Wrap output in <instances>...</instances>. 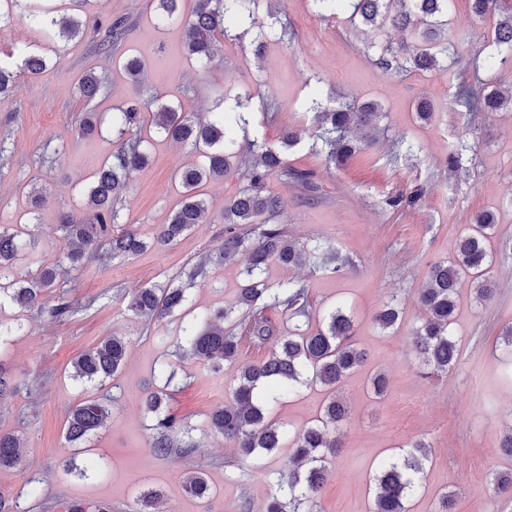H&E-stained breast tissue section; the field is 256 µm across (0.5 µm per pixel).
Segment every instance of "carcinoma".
<instances>
[{
  "mask_svg": "<svg viewBox=\"0 0 512 512\" xmlns=\"http://www.w3.org/2000/svg\"><path fill=\"white\" fill-rule=\"evenodd\" d=\"M7 9L0 10V29L20 22L35 25L43 33L46 46L21 55L19 70L30 76L46 67L47 53H58L60 44L90 31L97 37L100 54L112 56L123 38L125 26L120 21L81 18L77 13L60 15L49 0H3ZM157 18L164 22H181L185 26L184 50L198 69L207 71L215 58L216 46L226 41L241 42L253 30L261 0H194L190 13L181 10L183 0H155ZM318 12L332 15L351 9L350 19L381 30L391 26L404 33L396 47H380L376 64L386 72L400 70L427 72L443 61L458 63L454 41L448 31L450 0H312ZM472 17L490 22L494 52L487 56V71L512 61V11L501 7L502 0H470ZM102 81L93 72L86 73L79 85L80 95L94 99L103 91ZM449 107L472 123L483 112L512 111V90L498 88L493 78L477 87L457 84ZM151 117L156 132L172 141L187 144L207 158L203 167L190 165L178 172L182 198L173 209L169 222L158 227L153 243L165 246L202 222L208 202L200 188L208 182H222L230 168L232 150L237 145L236 128L249 125L242 112H213L203 118L159 99H131L115 108L111 116L112 136L116 149L112 159L101 163L93 172L89 191L90 212L84 216L62 215L58 230L67 243L63 262L41 265L36 271L20 275L17 261L24 252L36 248L37 242L25 239L24 232L0 229V300L8 299L22 308H43L45 293L55 287L62 264L81 268L91 260L127 257L139 254L147 243L136 230H117L120 220L118 202L127 190L129 173L149 162L147 140L141 136L145 117ZM379 107L367 102L357 107H314V124L321 152L327 163L340 167L371 140L377 130ZM102 119L87 113L79 122V132L91 136L101 129ZM292 131L283 134L276 146L263 138L248 143L242 160L245 167L243 185L224 204V244L208 260L226 261L239 257L244 262L246 283L241 288L236 308L216 310L207 316L181 322L182 339L189 355L213 372L238 359L244 341L269 346L268 355L238 370L230 399L213 409L203 432L220 435L242 457L269 453L288 438L295 467L288 479L280 480L282 496L272 498L268 512H320L319 491L325 481L327 464L336 456L341 442L338 426L348 410L336 395L343 380L365 362V352L356 340L355 324L343 305L329 309L322 323L310 330L301 319H310L312 308L305 285L296 280L271 285L262 278L265 267L276 261L288 267L304 262L313 268L341 277L349 259L339 249L316 241L303 242L288 238L273 220L283 213L281 196L268 188L271 178L279 177L307 188L313 187L312 172L298 170L285 160L283 148L296 144ZM420 199L416 190L399 192L389 206L395 210L413 206ZM497 224L491 211L476 215L459 237L456 255L449 261H437L430 268L417 302L423 317L411 336L421 360L422 375L448 373L458 358V343L452 333L457 307L459 282L470 279L477 301L488 302L495 293L489 276L492 265L487 244L495 235ZM185 289L169 284L138 288L130 293L129 310L137 318L162 319L183 307ZM280 309L291 323L288 334H278L267 311ZM402 317L399 302L392 298L376 312L374 322L386 332L395 328ZM128 354V341L117 337L103 338L84 351L72 364V377L81 383L102 382L117 374ZM171 378L151 390L145 399L147 412L154 418L151 448L158 455L178 451L185 456L198 447L196 428L163 411ZM321 386L326 399L316 423L287 435L268 413V401L279 395H291L301 387ZM11 370L0 359V399L15 392ZM110 409L97 399H86L73 406L67 418L66 437L71 443L84 441L102 427ZM408 450L397 460L387 461L372 478L373 506L370 512H408L412 496L426 463L430 445L422 440L407 444ZM21 460L20 439L0 432V468H12ZM188 494L199 499L209 497L211 487L200 471L184 476ZM64 512H111L104 503L66 501Z\"/></svg>",
  "mask_w": 512,
  "mask_h": 512,
  "instance_id": "obj_1",
  "label": "carcinoma"
}]
</instances>
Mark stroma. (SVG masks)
<instances>
[{
    "label": "stroma",
    "mask_w": 512,
    "mask_h": 512,
    "mask_svg": "<svg viewBox=\"0 0 512 512\" xmlns=\"http://www.w3.org/2000/svg\"><path fill=\"white\" fill-rule=\"evenodd\" d=\"M81 13L92 20H124L120 52L108 59L98 55L92 37L74 39L51 55L39 75L18 76L15 89L0 96V227L14 229L32 187L46 195L37 222L25 227L37 248L21 255L19 272L63 254L59 215L85 214L92 166L116 148L111 130L79 135L77 113L106 115L129 99L158 97L194 113L219 106L248 112V135L274 144L285 131L296 130L300 141L288 150V163L311 170L316 188L272 178L269 187L283 200L278 223L292 239L335 245L353 267L339 278L308 265L293 269L273 262L265 277L273 285L289 279L307 285L315 309L311 326H318L326 310L344 304L367 353L365 365L338 389L348 416L339 427L344 446L320 492L322 512H370L369 483L379 464L420 438L431 445L432 456L407 503L409 512H434L445 489L455 493V512H512V499L495 497L489 485L492 473H512V458L498 449L512 421V353L501 336L512 325V112L486 113L478 129L461 136V118L448 107L457 83L453 73L383 71L376 63L379 48L397 44L400 32L351 24L344 12L320 16L311 0L262 6L257 28L269 35L263 56H254L249 42L228 41L206 72L183 52V25L158 24L153 0H85ZM448 19L462 33L455 50L471 64L467 79L486 77L488 24L472 18L470 0H451ZM284 21L296 33L294 42L279 37ZM128 55L145 63L141 82H132L123 69ZM90 70L104 83L91 101L78 90ZM422 98L434 108L427 122L417 119L413 108ZM316 100L380 106L374 140L343 167L328 165L316 147L311 111ZM461 137L468 145L464 166L452 175L444 157ZM149 154V164L130 174L120 205L122 227H134L148 240L181 198L177 172L204 162L188 146L157 133ZM242 184L234 172L204 185L206 222L173 245L63 272L59 291L71 304L66 319L0 303V325L10 329L0 337V359L10 366L17 387L0 401V432L15 434L22 443L20 463L0 468V495L12 512H60L62 500L138 512L141 494L151 489L162 494L158 512H267L277 478L292 466L290 448L241 458L211 435L201 437L191 457L161 456L151 447L153 419L144 408L149 388L168 385L172 412L203 428L207 414L227 400L238 367L263 359L265 350L243 348L236 364L213 374L180 355L179 315L148 323L132 319L126 308L132 289L184 283L190 269L217 249L224 239V203ZM415 188L424 192L415 207L388 206L394 194ZM484 210L495 211L498 224L492 241L496 294L478 303L473 285L462 281L452 326L460 348L457 363L442 378H422L410 342L422 316L417 290L432 263L454 256L464 225ZM244 280L242 261L207 265L205 278L187 291L185 313L193 318L232 306ZM393 296L405 308L404 319L397 330L384 332L373 317ZM113 334L130 339L125 366L100 384L74 381V359ZM164 362L174 373L172 381L159 373ZM377 372L390 380L380 399L370 387ZM88 398L107 403L111 416L98 433L75 445L64 425L70 408ZM324 399L321 387H304L270 404L269 412L294 432L314 422ZM69 458L86 467V475L66 472ZM193 470L205 473L208 499L185 492L183 476Z\"/></svg>",
    "instance_id": "stroma-1"
}]
</instances>
